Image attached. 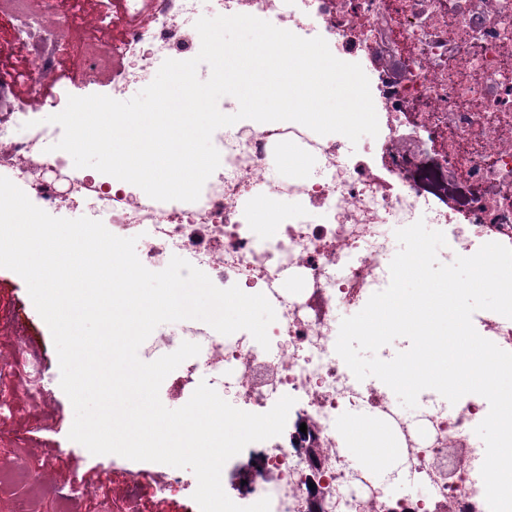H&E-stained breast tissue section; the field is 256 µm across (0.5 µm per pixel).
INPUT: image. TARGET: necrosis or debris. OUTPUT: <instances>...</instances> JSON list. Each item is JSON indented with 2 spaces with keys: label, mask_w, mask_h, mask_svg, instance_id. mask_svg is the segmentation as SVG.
I'll list each match as a JSON object with an SVG mask.
<instances>
[{
  "label": "necrosis or debris",
  "mask_w": 512,
  "mask_h": 512,
  "mask_svg": "<svg viewBox=\"0 0 512 512\" xmlns=\"http://www.w3.org/2000/svg\"><path fill=\"white\" fill-rule=\"evenodd\" d=\"M233 14L322 37L360 64L378 135L353 144L295 122L239 121L214 132L221 164L194 202L75 171L54 150L63 131L49 117L69 96L128 100L164 60L198 54V18ZM0 176L52 216L136 238L149 270L177 255L218 287L267 297L269 348L244 330L183 320L139 349L151 362L199 344L177 369L182 384L207 376L243 411L294 397L282 435L260 442L245 491L227 488L232 501L266 497L270 512H489L475 434L487 400L452 404L428 390L405 412L387 385L357 380L335 344L341 313L388 287L397 229L421 220L443 232V264L488 242L512 247V0H45L33 18L22 0H0ZM356 431L375 447L358 461L348 453Z\"/></svg>",
  "instance_id": "1"
}]
</instances>
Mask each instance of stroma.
<instances>
[{
    "label": "stroma",
    "instance_id": "1",
    "mask_svg": "<svg viewBox=\"0 0 512 512\" xmlns=\"http://www.w3.org/2000/svg\"><path fill=\"white\" fill-rule=\"evenodd\" d=\"M41 361L51 377L49 385H34L30 364ZM22 364L24 386L12 402L10 429L0 431V460L29 464L32 482L45 488L41 512H55L56 498L80 488L82 478L109 481L99 496L88 499L89 512H112V501L122 495L123 471L156 470L118 455H91L68 433L74 420L72 404L60 387V368L52 334L38 314L24 280L15 272L0 268V367ZM166 489L147 494L145 512H191L190 491L180 478L182 469L170 468Z\"/></svg>",
    "mask_w": 512,
    "mask_h": 512
}]
</instances>
